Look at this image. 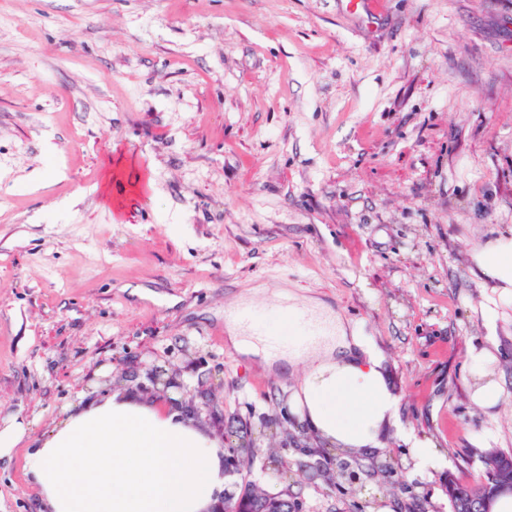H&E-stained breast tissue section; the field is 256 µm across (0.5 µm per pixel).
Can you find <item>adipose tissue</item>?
<instances>
[{
  "instance_id": "obj_1",
  "label": "adipose tissue",
  "mask_w": 512,
  "mask_h": 512,
  "mask_svg": "<svg viewBox=\"0 0 512 512\" xmlns=\"http://www.w3.org/2000/svg\"><path fill=\"white\" fill-rule=\"evenodd\" d=\"M471 258L512 299V233L474 250ZM288 300V310L268 330L286 346L278 357L311 363L292 395L303 423L329 445L379 447L383 430L400 414L383 357L321 300L293 293ZM312 325L321 328V340L297 347ZM24 469L46 512H206L226 482L216 440L119 390L69 412L29 451Z\"/></svg>"
}]
</instances>
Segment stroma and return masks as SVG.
<instances>
[{"label":"stroma","instance_id":"1","mask_svg":"<svg viewBox=\"0 0 512 512\" xmlns=\"http://www.w3.org/2000/svg\"><path fill=\"white\" fill-rule=\"evenodd\" d=\"M511 231L512 0H0V424L29 425L0 512H43L28 451L117 388L253 448L233 500L451 512L512 451V304L471 260ZM288 290L383 355V447L322 444L287 405L308 364L230 346L227 310Z\"/></svg>","mask_w":512,"mask_h":512}]
</instances>
